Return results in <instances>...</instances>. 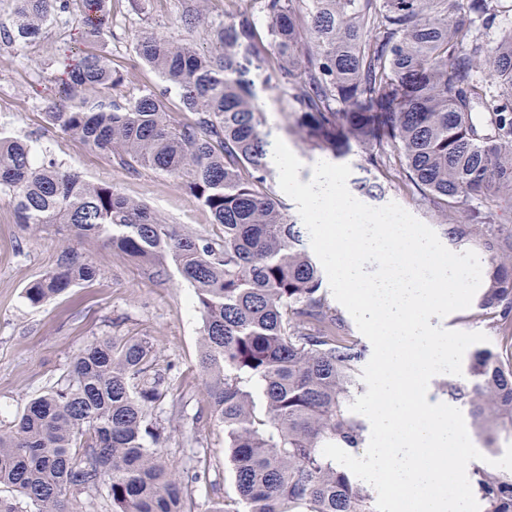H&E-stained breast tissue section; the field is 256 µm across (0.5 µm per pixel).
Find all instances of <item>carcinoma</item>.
<instances>
[{
    "instance_id": "1",
    "label": "carcinoma",
    "mask_w": 512,
    "mask_h": 512,
    "mask_svg": "<svg viewBox=\"0 0 512 512\" xmlns=\"http://www.w3.org/2000/svg\"><path fill=\"white\" fill-rule=\"evenodd\" d=\"M209 0H182L192 34ZM501 0H253L231 4L211 44L140 37L142 62L165 90L113 93L123 76L81 49L109 33L104 0H83L81 46L60 56V98L46 122L123 167L166 173L210 214L222 235L177 232L147 206L84 181L26 141L0 130V187L14 195L25 230L61 224L68 236L54 269L29 282L32 307L90 282L97 266L74 250L86 238L146 265H172L202 316L199 368L207 403L224 427L238 498L208 512H376L367 485L325 457L364 443L353 389L366 346L322 290L320 266L272 191L253 77L289 90L287 106L312 145L342 159L358 148L360 182L383 193L398 173L438 215L461 213L446 235L477 243L484 266L478 307L495 344L471 355L469 379L446 383L493 444L512 431V231L479 198L512 201V34L492 37ZM66 0H17L16 28L35 40ZM488 66L492 82L477 76ZM195 115L174 116L167 91ZM392 151H387V148ZM171 384L151 342L95 340L56 384L0 426V512H84L99 497L112 512H192L180 474L161 455L156 415ZM486 512H512V475L476 470Z\"/></svg>"
}]
</instances>
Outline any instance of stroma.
Returning a JSON list of instances; mask_svg holds the SVG:
<instances>
[{
    "mask_svg": "<svg viewBox=\"0 0 512 512\" xmlns=\"http://www.w3.org/2000/svg\"><path fill=\"white\" fill-rule=\"evenodd\" d=\"M107 7L111 31L97 50L123 76L118 94L162 89L158 75L138 65L135 46L147 32L164 33L176 42L188 36L181 25L180 0H108ZM81 11L82 0H67L66 9L55 13L36 40L0 43V128L29 140L37 151L87 181L112 186L148 204L177 231L216 233L209 213L178 180L149 169L129 171L45 123L44 112L57 97L58 57L74 42ZM256 93L266 143L282 139L309 162L331 159L330 151L305 140L294 114L286 110L284 90L260 85ZM60 239L53 226L35 234L22 230L11 193L0 190V422L14 420L33 396L55 384L89 342L146 336L182 413L172 422L170 438L162 447L165 458L180 470L188 496L197 505L195 512H205L210 502L235 497L224 429L210 414L200 377L202 317L193 288L175 268L157 279L102 241L86 239L75 248L98 266L96 279L31 307L23 289L55 267ZM192 439L201 455L191 471L187 455Z\"/></svg>",
    "mask_w": 512,
    "mask_h": 512,
    "instance_id": "obj_1",
    "label": "stroma"
}]
</instances>
